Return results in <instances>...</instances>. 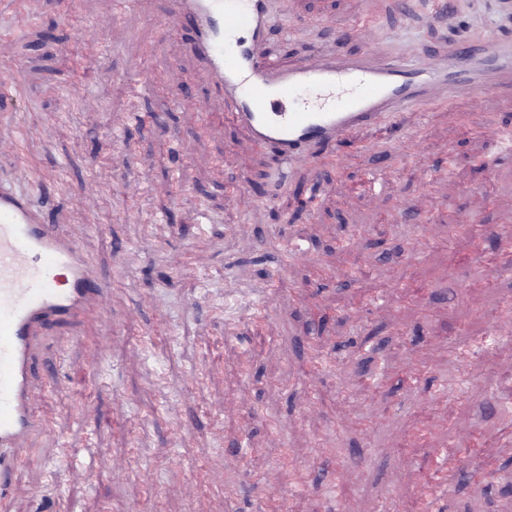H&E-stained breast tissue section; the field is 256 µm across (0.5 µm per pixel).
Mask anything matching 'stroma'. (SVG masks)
<instances>
[{
	"mask_svg": "<svg viewBox=\"0 0 512 512\" xmlns=\"http://www.w3.org/2000/svg\"><path fill=\"white\" fill-rule=\"evenodd\" d=\"M395 2L288 0L264 50L301 65L512 40L500 0H452L449 14L445 0L412 14ZM1 62L21 67L24 89L0 97L13 113L0 176L27 169L48 223L116 290L111 322L49 336L37 381L49 428L20 449L0 512H261L276 469L304 487L291 512H394L439 470V512H512V273L497 261L512 151L484 128L512 132V108L482 92L405 113L330 146L340 166L293 164L283 191L267 177L275 155L225 123L187 27L115 0H80L69 17L61 0H12ZM375 168L379 193L366 187ZM403 202L414 220H395ZM465 216L484 230L480 252L453 235ZM421 233L431 245L411 255ZM294 238L309 259L277 270ZM309 342L325 362L313 375Z\"/></svg>",
	"mask_w": 512,
	"mask_h": 512,
	"instance_id": "35a3bbf8",
	"label": "stroma"
}]
</instances>
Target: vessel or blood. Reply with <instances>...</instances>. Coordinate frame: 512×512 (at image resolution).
<instances>
[{"mask_svg": "<svg viewBox=\"0 0 512 512\" xmlns=\"http://www.w3.org/2000/svg\"><path fill=\"white\" fill-rule=\"evenodd\" d=\"M160 24L193 30L200 74L224 91V118L258 149L326 166L328 146L362 128L397 124L405 112L491 90L512 105V41H458L422 59L368 52L316 54L283 66L264 54L268 0H167ZM37 184L22 170L0 177V491L12 485L17 451L46 431L33 378L53 326L106 322L112 284L74 237L44 223Z\"/></svg>", "mask_w": 512, "mask_h": 512, "instance_id": "1", "label": "vessel or blood"}]
</instances>
